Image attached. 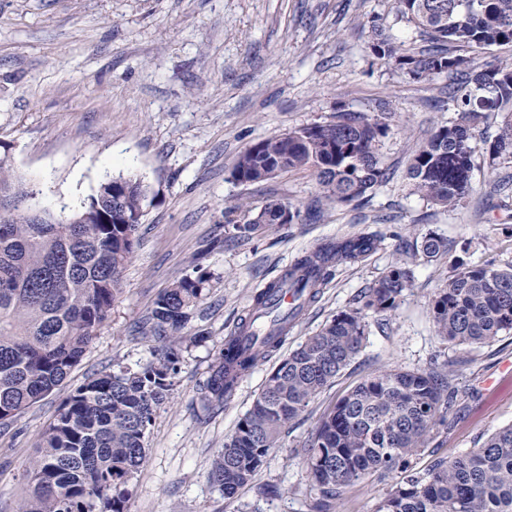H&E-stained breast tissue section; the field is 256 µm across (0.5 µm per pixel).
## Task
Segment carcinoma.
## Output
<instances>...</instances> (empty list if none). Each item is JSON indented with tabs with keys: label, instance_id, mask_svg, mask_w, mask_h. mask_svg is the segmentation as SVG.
Segmentation results:
<instances>
[{
	"label": "carcinoma",
	"instance_id": "1",
	"mask_svg": "<svg viewBox=\"0 0 512 512\" xmlns=\"http://www.w3.org/2000/svg\"><path fill=\"white\" fill-rule=\"evenodd\" d=\"M396 16L415 28L426 48L410 54L379 32L372 54L415 80L456 78L448 85L455 119L432 132L407 171L413 194L455 208L472 191L476 153L493 169L512 159V62L476 71L451 46L475 52L512 46V0H397ZM498 115L503 121L497 134L483 137L482 126ZM388 130L382 115L338 111L330 121L247 148L231 177L255 184L310 171L330 202L362 201L387 180L380 147ZM114 193L130 217H144L151 205L147 184L120 176L101 181L70 223L32 208L33 188L15 179L0 157V425L60 386L111 314L139 229L112 221ZM283 206L272 200L256 208L239 198L224 208V233L239 239L265 233L280 223ZM239 212L253 217L240 224L234 218ZM381 243L378 234L320 243L258 291L242 325L224 337L203 386L206 404L230 397L240 378L279 349L335 267L364 261ZM445 248L429 233L417 253L429 260ZM206 282L204 274L182 278L155 300L145 333L157 361L89 377L70 393L25 471L28 494L20 512H125L132 480L146 462L154 413L174 391L176 337L187 329ZM411 285L408 263L396 260L364 292L360 306L337 313L270 371L212 462L210 478L224 497H235L252 480L280 447L288 425L351 364L369 316L393 311ZM283 288L300 298L289 311L273 302ZM431 311L438 335L455 346L511 332L512 264L495 268L459 260L434 293ZM452 395L450 375L441 370L391 369L365 377L339 398L303 448L320 495L317 512H330V503L356 481L394 473L400 479L376 512H512V426L460 457L437 461L426 473L411 466L433 429L446 421Z\"/></svg>",
	"mask_w": 512,
	"mask_h": 512
}]
</instances>
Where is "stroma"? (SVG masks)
<instances>
[{
  "mask_svg": "<svg viewBox=\"0 0 512 512\" xmlns=\"http://www.w3.org/2000/svg\"><path fill=\"white\" fill-rule=\"evenodd\" d=\"M396 0H0V156L38 191L39 208L76 211L105 177L141 178L155 201L138 230L122 291L109 319L66 381L0 427V512H19L23 474L46 425L85 378L119 364L154 361L137 332L156 297L202 270L205 295L179 341L171 399L155 412L146 462L126 512H312L302 448L322 415L367 375L389 369L451 367L453 404L416 469L478 447L512 424V333L474 346L439 336L431 301L458 257L512 264V193L476 157L474 192L441 208L410 191L416 148L451 121L448 76L417 81L370 51L373 25L405 47L413 27L395 19ZM391 114L381 148L389 173L362 202L334 206L310 172L243 185L231 178L255 143L330 120L336 111ZM240 197L254 206L279 200L298 218L238 242L224 239V208ZM377 233L380 249L338 265L316 303L286 340L243 377L220 407L201 388L224 343L248 313L257 289L276 280L317 244ZM448 248L427 260L422 236ZM404 255L413 282L388 314L370 319L360 353L290 424L279 448L235 498L211 483L212 461L283 356L358 298ZM390 480L363 478L346 488L335 512H376Z\"/></svg>",
  "mask_w": 512,
  "mask_h": 512,
  "instance_id": "35a3bbf8",
  "label": "stroma"
}]
</instances>
